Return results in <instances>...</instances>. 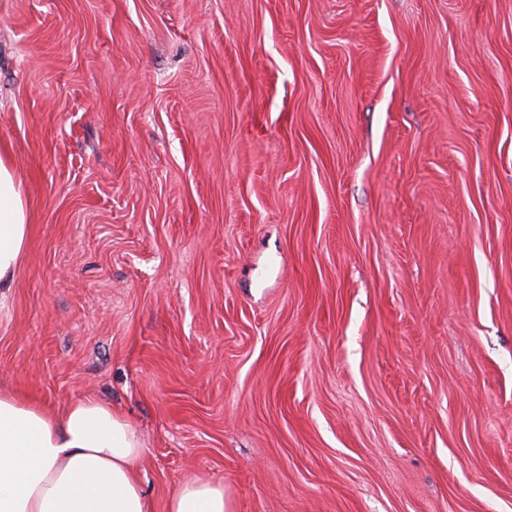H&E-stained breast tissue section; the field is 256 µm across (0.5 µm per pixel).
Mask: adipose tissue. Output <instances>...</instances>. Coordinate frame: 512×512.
Instances as JSON below:
<instances>
[{
  "mask_svg": "<svg viewBox=\"0 0 512 512\" xmlns=\"http://www.w3.org/2000/svg\"><path fill=\"white\" fill-rule=\"evenodd\" d=\"M31 215L7 146L0 145V303L14 279ZM144 452L132 423L93 398L57 413L0 389V512H152L137 474ZM168 512H230L224 486L186 481Z\"/></svg>",
  "mask_w": 512,
  "mask_h": 512,
  "instance_id": "adipose-tissue-1",
  "label": "adipose tissue"
}]
</instances>
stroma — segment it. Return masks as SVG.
<instances>
[{
  "mask_svg": "<svg viewBox=\"0 0 512 512\" xmlns=\"http://www.w3.org/2000/svg\"><path fill=\"white\" fill-rule=\"evenodd\" d=\"M0 142V385L153 512H512V0H0ZM30 224L29 205L10 149L0 145V309L14 283ZM168 512H230V507L223 484L190 479L170 497Z\"/></svg>",
  "mask_w": 512,
  "mask_h": 512,
  "instance_id": "1",
  "label": "stroma"
}]
</instances>
